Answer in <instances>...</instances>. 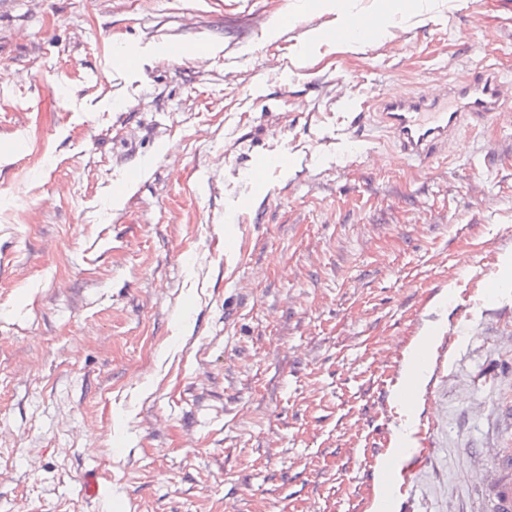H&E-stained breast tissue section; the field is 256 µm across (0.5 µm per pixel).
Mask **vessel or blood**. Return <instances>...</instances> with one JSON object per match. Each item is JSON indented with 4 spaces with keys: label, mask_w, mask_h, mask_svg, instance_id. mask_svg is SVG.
Returning <instances> with one entry per match:
<instances>
[{
    "label": "vessel or blood",
    "mask_w": 512,
    "mask_h": 512,
    "mask_svg": "<svg viewBox=\"0 0 512 512\" xmlns=\"http://www.w3.org/2000/svg\"><path fill=\"white\" fill-rule=\"evenodd\" d=\"M393 139L401 159L420 164L447 155L462 131L498 120L512 110V83L476 67L421 91L395 90L362 103ZM486 466L466 471L465 483L494 485L486 512H512V448H491Z\"/></svg>",
    "instance_id": "1"
}]
</instances>
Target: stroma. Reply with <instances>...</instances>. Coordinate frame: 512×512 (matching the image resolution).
<instances>
[{
	"label": "stroma",
	"mask_w": 512,
	"mask_h": 512,
	"mask_svg": "<svg viewBox=\"0 0 512 512\" xmlns=\"http://www.w3.org/2000/svg\"><path fill=\"white\" fill-rule=\"evenodd\" d=\"M293 2L0 0V512H373L397 419L433 446L408 512H485L459 475L512 448V115L423 168L357 105L512 81V0L302 67L334 17Z\"/></svg>",
	"instance_id": "35a3bbf8"
}]
</instances>
